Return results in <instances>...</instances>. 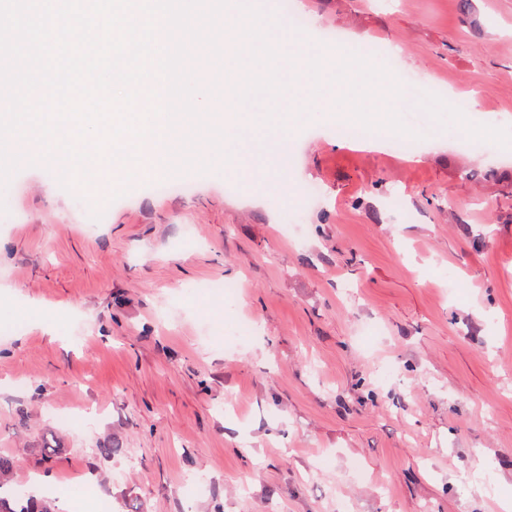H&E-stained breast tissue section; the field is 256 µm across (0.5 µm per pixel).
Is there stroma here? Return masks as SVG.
<instances>
[{"label": "stroma", "mask_w": 512, "mask_h": 512, "mask_svg": "<svg viewBox=\"0 0 512 512\" xmlns=\"http://www.w3.org/2000/svg\"><path fill=\"white\" fill-rule=\"evenodd\" d=\"M294 0L324 70L397 67L416 155L332 97L282 188L169 174L0 198V454L68 512H503L512 501V0ZM478 100L490 135L449 99ZM321 196L304 204L302 190ZM109 211L104 224L84 219ZM232 286L225 295L224 286ZM119 443L106 459L95 449ZM52 454L53 467L41 461ZM95 473L88 484L87 473Z\"/></svg>", "instance_id": "stroma-1"}]
</instances>
